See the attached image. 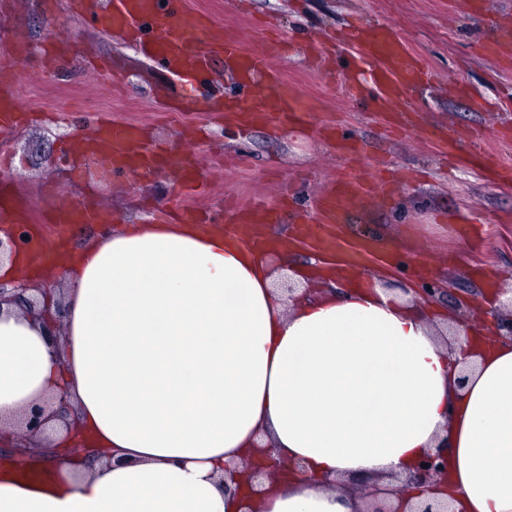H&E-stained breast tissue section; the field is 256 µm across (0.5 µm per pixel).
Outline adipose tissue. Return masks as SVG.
<instances>
[{"label": "adipose tissue", "mask_w": 512, "mask_h": 512, "mask_svg": "<svg viewBox=\"0 0 512 512\" xmlns=\"http://www.w3.org/2000/svg\"><path fill=\"white\" fill-rule=\"evenodd\" d=\"M311 264L287 293L241 234L149 222L1 262L66 289L38 316L0 306V424L62 392L81 436L53 422L37 470L1 462L0 512H361L349 481L396 486L443 445L435 496L512 512V343L460 323L446 348L411 295ZM260 445L291 469L246 505Z\"/></svg>", "instance_id": "1"}]
</instances>
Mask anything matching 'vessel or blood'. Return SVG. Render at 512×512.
Instances as JSON below:
<instances>
[{"label": "vessel or blood", "instance_id": "obj_1", "mask_svg": "<svg viewBox=\"0 0 512 512\" xmlns=\"http://www.w3.org/2000/svg\"><path fill=\"white\" fill-rule=\"evenodd\" d=\"M71 11L101 29L132 36L143 54L178 77L193 79L206 74L214 59L237 73L249 90L248 108L264 121H303L297 92L282 79L274 63L283 51L282 44H266L247 51L240 40L225 34L215 21H188L184 18L185 0H69ZM357 60L369 63L377 99L384 105H400L407 90L422 69L418 58L392 27L357 29L347 37ZM21 110L14 80L0 82V126L18 122ZM141 128L133 123H97L86 140L89 155L123 171L133 178L151 173L172 163V156L141 146ZM187 182H194L195 167L187 157L177 159ZM362 184L343 177L335 181L322 197L316 216L305 218L301 233L325 245L340 221V201L364 193ZM51 224L108 223L107 214L88 206L60 209L47 218Z\"/></svg>", "mask_w": 512, "mask_h": 512}]
</instances>
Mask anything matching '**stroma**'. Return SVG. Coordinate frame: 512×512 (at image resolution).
Instances as JSON below:
<instances>
[{
	"label": "stroma",
	"mask_w": 512,
	"mask_h": 512,
	"mask_svg": "<svg viewBox=\"0 0 512 512\" xmlns=\"http://www.w3.org/2000/svg\"><path fill=\"white\" fill-rule=\"evenodd\" d=\"M481 2L476 17L460 0H187L188 13L223 23L245 48L273 33L286 39L288 53L277 66L303 101L320 109L307 126L280 131L228 127L223 113L207 110L214 97L244 99L229 74L213 72L190 90L119 37L89 26L67 0H0V33L29 53L23 64L0 69V78L17 81L27 115L21 126L0 129V171L38 227L54 210L79 203L137 224L151 210L188 202L225 222L232 201L260 197L274 209L273 231L286 236L297 211L316 207L337 170L368 179L389 167L405 175L389 197L344 202L340 214L347 235L386 243L405 265L390 273L376 258L360 274L401 293L441 283L436 308L485 326L484 307L512 287V185L454 165L440 150L449 135L462 153L484 149L512 163V112L500 108L512 102V46L481 48L493 26L512 25V0ZM377 23L393 25L432 70L428 84L408 92L404 106L414 124L398 134L375 101L346 98L339 83L308 64L318 46L344 72L353 50H337V39ZM60 34L69 55L48 64L39 50ZM98 118L138 123L145 143L174 156L192 146L201 172L194 194L172 167L139 181L118 171L100 177L79 152ZM328 120L357 142L356 154L341 158L322 139L318 129Z\"/></svg>",
	"instance_id": "obj_1"
}]
</instances>
